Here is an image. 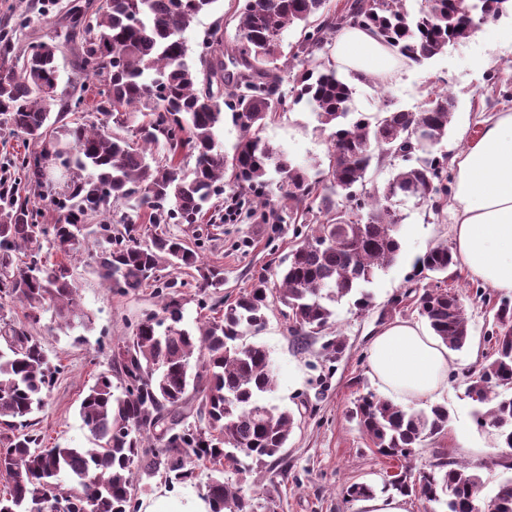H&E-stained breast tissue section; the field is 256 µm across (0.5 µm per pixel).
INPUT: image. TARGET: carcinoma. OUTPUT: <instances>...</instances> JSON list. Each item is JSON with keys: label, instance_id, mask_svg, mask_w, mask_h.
Returning <instances> with one entry per match:
<instances>
[{"label": "carcinoma", "instance_id": "cac0c4a2", "mask_svg": "<svg viewBox=\"0 0 512 512\" xmlns=\"http://www.w3.org/2000/svg\"><path fill=\"white\" fill-rule=\"evenodd\" d=\"M54 2L66 26L53 35H63L73 52L80 87L98 82L95 103L89 107L84 95L60 87L57 55L32 51L47 35L31 28L30 17L14 25L31 30L23 50L15 49L13 30H0V127L41 147L16 158L17 183L0 196V294L22 303L35 324L50 311L73 327L83 313L67 259L83 249L106 287L124 294L155 287L160 312L146 315L115 344L120 385L102 373L81 400L90 448L42 445L32 416L45 406L51 361L37 337L0 319V473L9 483L0 493V512H137L134 470L151 476L162 465L166 479L180 482L193 474L187 457L211 464L210 512H258L269 492L247 493L224 473L274 467L295 415L263 402L276 386L270 354L244 338L265 326L271 298L286 308L293 336L327 332L344 299L367 308L370 295L362 285L401 250L402 218L393 200L412 197L438 214L448 195V156L439 146L448 136L454 95L434 93L414 111L387 98L372 117L356 112L355 89L322 59L328 36L341 26H369L396 55L421 65L479 24L512 13V0H463L469 26L448 0H344L339 10L329 0H245L234 45L224 48L223 24L216 21L201 43L198 69L186 61L184 33L216 0ZM290 27L300 38L290 45L289 63L280 65ZM304 99L314 107L316 128L329 131L328 170L321 175L330 194L318 191L309 168L260 136L277 112ZM226 105L241 131L230 158L219 140ZM415 128L426 133V143L406 141V131ZM184 152L194 158L189 169L179 160ZM385 162L398 164L397 173L369 187V169ZM51 164L69 179L54 199L58 218L43 224L20 188L43 187ZM228 168L235 186L252 192L274 185L289 213L320 218L290 251L280 279L257 277L222 317L192 331L184 325V282L162 271L194 270L200 287L220 288L224 270L203 263L165 225L199 223L224 193ZM358 187L367 191L354 208L349 193ZM115 204L127 209L122 230L112 227ZM134 215L154 227L145 243L135 236ZM92 219L95 227L80 232ZM54 252L63 259L50 260ZM455 263L445 245L420 259L422 269L439 274ZM412 294L405 290L396 303ZM415 306L448 348L458 351L469 342V320L456 293L426 284ZM494 319L496 357L470 374L466 394L480 404L476 424L493 428L512 449V302L501 301ZM351 418L379 454L405 458L445 433L449 413L443 404L414 410L368 393L357 399ZM497 465L503 477L488 500L493 512H512V462L503 454ZM389 487L435 503L439 512H473L484 483L475 466L440 457L430 470L401 467ZM374 495L365 483L344 493L350 500Z\"/></svg>", "mask_w": 512, "mask_h": 512}]
</instances>
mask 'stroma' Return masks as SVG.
<instances>
[{
	"instance_id": "35a3bbf8",
	"label": "stroma",
	"mask_w": 512,
	"mask_h": 512,
	"mask_svg": "<svg viewBox=\"0 0 512 512\" xmlns=\"http://www.w3.org/2000/svg\"><path fill=\"white\" fill-rule=\"evenodd\" d=\"M244 0H216L213 8L186 30L187 61L197 64L199 46L215 22L224 24V41L233 43L237 35L238 14ZM449 88L457 107L448 136L442 143L445 154L464 149L466 137L475 136L481 122L497 112L512 110V14L480 25L466 41L451 45L446 52L421 65H411L401 83L378 90L371 83L356 89L357 111L378 112L383 96L396 106L414 110L428 91ZM262 136L286 151L302 165L327 169V137L316 129L313 108L300 103L277 113L263 129ZM403 221L398 226L401 251L396 262L379 271L365 290L371 296L369 310L361 311L351 300L336 306L332 334L345 341V350L336 362L326 360L323 334L293 338L281 315L282 306L272 302L265 327L252 335L254 343L264 345L272 360L277 388L265 398L266 404L293 411L297 420L278 465L280 474L271 477L267 469L252 468L237 474L243 487L264 486L272 492V512H367L364 501H347L343 490L354 483L383 486L387 473L397 470L398 460L376 453L348 417L353 402L361 394L377 392L369 375L368 345L372 335L397 319L418 320L412 304L392 307V298L408 280L420 279L418 258L430 248L452 245L453 215L450 209L434 213L430 207L406 198L399 204ZM214 238L203 252L206 264L224 271V285L207 290L187 285L185 320L194 324L200 303L207 305L232 301L250 288L255 277L279 271L284 258L295 247L292 224L263 223L259 211L242 210L232 224L213 230ZM78 289L79 302L88 315L85 326L69 330L60 327L50 313H42L35 333L58 370L47 403L35 414L36 429L44 444L61 443L85 448L90 434L79 415V404L88 387L103 372H114L112 342L127 335L146 314L159 310V299L151 288L123 295L106 288L93 274L87 257L70 265ZM442 281L458 291L470 320V343L456 352L457 369L448 376V388L440 402L448 408L450 422L443 437L413 449L407 459L414 469L429 467L437 453L481 464L485 494H492L502 473L493 463L502 450L494 443L492 428L478 427L473 418L476 405L465 394L467 376L493 358L495 347L486 334L493 328V307L501 296L487 290L476 296L477 284L463 265L451 266ZM330 333V334H331ZM208 472L196 468L193 479L183 483L166 481L164 473L137 474L140 507L153 504L160 496H181L189 491L204 496Z\"/></svg>"
}]
</instances>
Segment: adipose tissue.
<instances>
[{
	"label": "adipose tissue",
	"mask_w": 512,
	"mask_h": 512,
	"mask_svg": "<svg viewBox=\"0 0 512 512\" xmlns=\"http://www.w3.org/2000/svg\"><path fill=\"white\" fill-rule=\"evenodd\" d=\"M330 58L358 84L392 85L409 67L372 29L358 26L337 33ZM450 164L455 252L471 279L512 297V112L485 120L477 138ZM368 365L384 394L410 405L441 396L455 359L418 322L398 319L372 338Z\"/></svg>",
	"instance_id": "obj_1"
}]
</instances>
